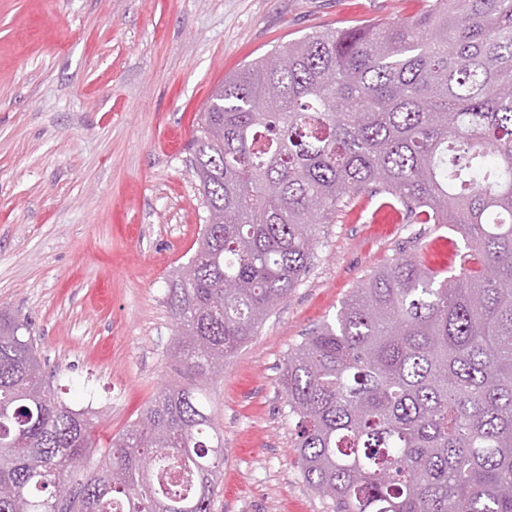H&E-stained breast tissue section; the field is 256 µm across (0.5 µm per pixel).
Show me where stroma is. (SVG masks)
Here are the masks:
<instances>
[{
    "mask_svg": "<svg viewBox=\"0 0 512 512\" xmlns=\"http://www.w3.org/2000/svg\"><path fill=\"white\" fill-rule=\"evenodd\" d=\"M430 0H0V311L30 325L51 390L100 443L180 382L166 304L205 222L191 168L224 77L305 34L392 22ZM363 193L321 225L288 298L224 367L212 512H336L297 466L279 376L289 352L399 251L448 266L451 226L396 224Z\"/></svg>",
    "mask_w": 512,
    "mask_h": 512,
    "instance_id": "1",
    "label": "stroma"
}]
</instances>
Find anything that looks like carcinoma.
Wrapping results in <instances>:
<instances>
[{
  "label": "carcinoma",
  "instance_id": "1",
  "mask_svg": "<svg viewBox=\"0 0 512 512\" xmlns=\"http://www.w3.org/2000/svg\"><path fill=\"white\" fill-rule=\"evenodd\" d=\"M206 224L167 288L166 385L101 450L0 311V512H211L210 386L364 192L467 241L449 277L402 252L288 353L304 481L339 512H512V0H432L325 28L211 93L193 136Z\"/></svg>",
  "mask_w": 512,
  "mask_h": 512
}]
</instances>
